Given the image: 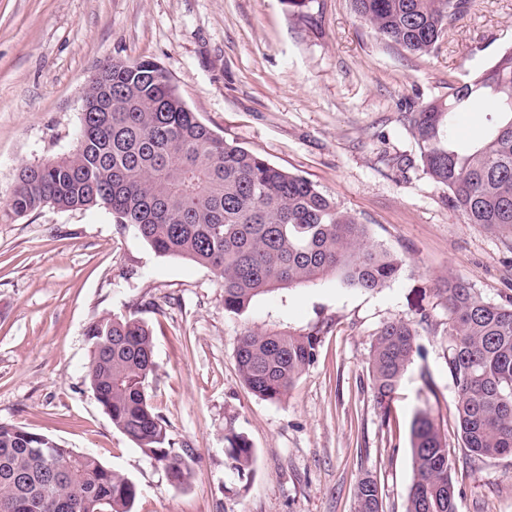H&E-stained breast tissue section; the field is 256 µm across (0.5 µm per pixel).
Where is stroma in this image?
I'll list each match as a JSON object with an SVG mask.
<instances>
[{"label": "stroma", "instance_id": "1", "mask_svg": "<svg viewBox=\"0 0 512 512\" xmlns=\"http://www.w3.org/2000/svg\"><path fill=\"white\" fill-rule=\"evenodd\" d=\"M512 46V0H475L430 57L378 38L350 0H0V206L20 169L73 153L90 78L113 60L151 59L224 139L309 179L403 260L367 291L328 275L225 313L206 267L156 253L108 210L45 207L0 218V423L91 454L140 488L134 512H355L377 481L383 512H404L410 424L429 404L461 491L459 512H512V457L471 466L448 376V274L484 300L512 296V229L464 223L422 170L405 120ZM153 331L151 403L188 485L115 429L85 381L86 331L105 314ZM416 323L424 348L388 408L369 385L375 334ZM318 331L315 362L286 399L257 397L235 358L245 331ZM245 435L247 478L224 435ZM227 443L226 455L230 468L233 469L239 478L248 477L254 459V450L248 439L235 430H228L224 435ZM381 491L371 476L359 478L355 486L356 512H382Z\"/></svg>", "mask_w": 512, "mask_h": 512}]
</instances>
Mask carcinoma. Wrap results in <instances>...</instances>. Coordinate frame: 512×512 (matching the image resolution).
<instances>
[{
    "label": "carcinoma",
    "instance_id": "cac0c4a2",
    "mask_svg": "<svg viewBox=\"0 0 512 512\" xmlns=\"http://www.w3.org/2000/svg\"><path fill=\"white\" fill-rule=\"evenodd\" d=\"M356 17L413 55L432 54L473 0H351ZM150 59L112 61L89 80L78 146L69 156L21 169L5 217L45 206L103 207L156 253L188 258L221 280L224 312L239 315L257 297L307 286L339 273L374 291L403 260L369 241L366 225L306 178L226 141L192 112ZM497 102L486 139L459 149L452 117L475 99ZM423 171L448 188L467 224L512 228V47L471 82L407 113ZM448 375L464 448L474 462L512 456V298L491 303L462 278L448 276ZM85 379L112 425L169 480L192 477L189 453L171 448L164 419L147 392L154 337L131 316L107 314L87 329ZM318 333L247 331L236 362L244 384L280 402L314 362ZM423 356L419 333L404 320L384 323L369 353L373 396L384 405L408 367ZM230 468L243 479L254 449L234 429L224 434ZM412 482L405 512H458L460 490L427 407L411 424ZM139 495L128 476L96 457L20 426L0 424V512H133ZM356 512H382L371 476L355 486Z\"/></svg>",
    "mask_w": 512,
    "mask_h": 512
}]
</instances>
